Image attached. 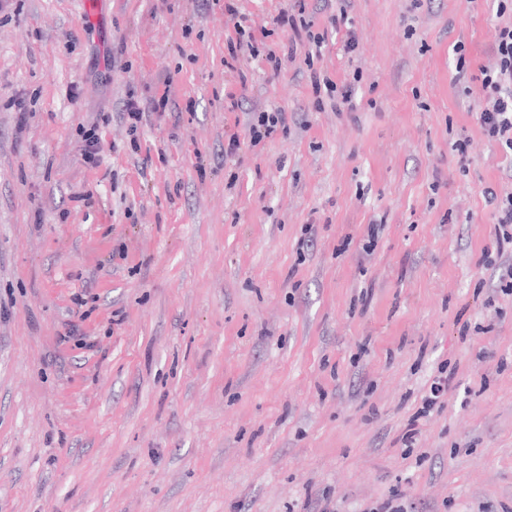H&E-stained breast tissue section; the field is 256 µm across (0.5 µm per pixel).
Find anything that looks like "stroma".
Returning <instances> with one entry per match:
<instances>
[{"instance_id": "1", "label": "stroma", "mask_w": 512, "mask_h": 512, "mask_svg": "<svg viewBox=\"0 0 512 512\" xmlns=\"http://www.w3.org/2000/svg\"><path fill=\"white\" fill-rule=\"evenodd\" d=\"M10 2L0 512H512V250L488 201L512 151L473 112L512 0H305L310 68L276 27L294 0H105L90 25L79 0ZM240 26L293 58L225 66ZM130 88L176 107L130 133ZM251 112L286 131L249 147Z\"/></svg>"}]
</instances>
